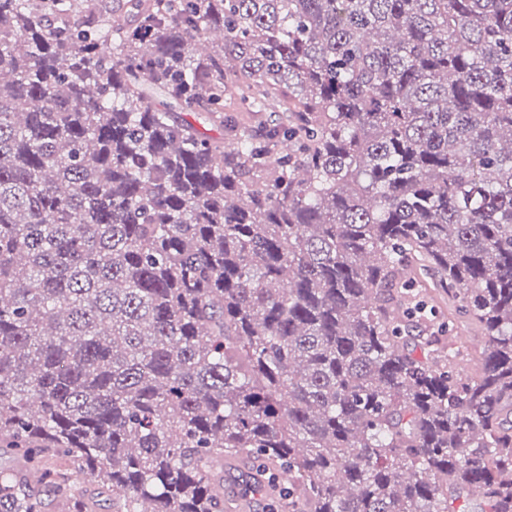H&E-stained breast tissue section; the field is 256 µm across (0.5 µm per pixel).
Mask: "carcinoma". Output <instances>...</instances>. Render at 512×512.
Returning <instances> with one entry per match:
<instances>
[{
	"instance_id": "carcinoma-1",
	"label": "carcinoma",
	"mask_w": 512,
	"mask_h": 512,
	"mask_svg": "<svg viewBox=\"0 0 512 512\" xmlns=\"http://www.w3.org/2000/svg\"><path fill=\"white\" fill-rule=\"evenodd\" d=\"M4 297L0 512H512V0H0ZM180 118L191 122L196 129L206 136L220 138L224 136V127L218 122H213L207 116L206 112H181ZM432 309L436 310L440 322H443L446 326L449 323L452 329L451 336H455L456 346L461 352L457 360L458 372L463 377L475 375L477 367L473 359L474 343L480 339L477 329L466 324L454 311L451 303L448 302L447 294H443L442 298L438 296L433 302Z\"/></svg>"
}]
</instances>
